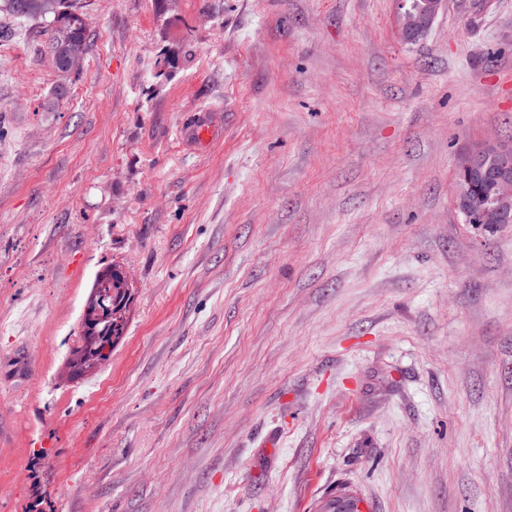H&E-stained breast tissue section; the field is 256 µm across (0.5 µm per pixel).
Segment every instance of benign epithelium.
<instances>
[{"instance_id": "benign-epithelium-1", "label": "benign epithelium", "mask_w": 512, "mask_h": 512, "mask_svg": "<svg viewBox=\"0 0 512 512\" xmlns=\"http://www.w3.org/2000/svg\"><path fill=\"white\" fill-rule=\"evenodd\" d=\"M442 0H426L414 12H401L400 24L414 41L432 27ZM84 54L82 47L67 49L59 67L63 72L79 68ZM458 181L457 209L466 223L475 226L509 224L512 222V142L487 139L473 145L461 166Z\"/></svg>"}]
</instances>
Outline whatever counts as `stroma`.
I'll use <instances>...</instances> for the list:
<instances>
[{"instance_id": "stroma-1", "label": "stroma", "mask_w": 512, "mask_h": 512, "mask_svg": "<svg viewBox=\"0 0 512 512\" xmlns=\"http://www.w3.org/2000/svg\"><path fill=\"white\" fill-rule=\"evenodd\" d=\"M82 3L75 77L0 14V512H512V224L455 205L512 0ZM442 2V0H426V4L414 12H401V28H406L410 35L407 40L414 41L430 30L442 7ZM102 290L112 291L111 310L106 309ZM129 301V288L121 281L117 269L112 267L98 278L79 324L81 345L73 353V364L78 371L90 370L111 359L114 345L125 332V314ZM98 308L101 312L97 317ZM106 325L109 329L107 334H103Z\"/></svg>"}]
</instances>
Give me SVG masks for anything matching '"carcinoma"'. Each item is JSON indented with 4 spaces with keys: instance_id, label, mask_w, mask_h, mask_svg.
I'll use <instances>...</instances> for the list:
<instances>
[{
    "instance_id": "carcinoma-1",
    "label": "carcinoma",
    "mask_w": 512,
    "mask_h": 512,
    "mask_svg": "<svg viewBox=\"0 0 512 512\" xmlns=\"http://www.w3.org/2000/svg\"><path fill=\"white\" fill-rule=\"evenodd\" d=\"M38 2L37 8L26 11L23 8L24 0H0V13L4 12L17 21L43 25L53 57L70 40L87 43L89 23L81 0ZM129 301V288L121 281L117 269L112 267L98 278L79 324L81 345L74 350L73 359L78 371L90 370L111 359L114 345L125 332Z\"/></svg>"
}]
</instances>
